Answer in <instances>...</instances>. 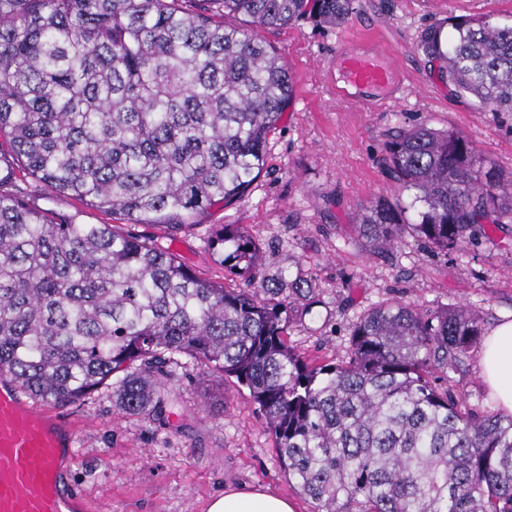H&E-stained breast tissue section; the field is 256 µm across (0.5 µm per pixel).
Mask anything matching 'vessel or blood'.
<instances>
[{"instance_id": "1", "label": "vessel or blood", "mask_w": 512, "mask_h": 512, "mask_svg": "<svg viewBox=\"0 0 512 512\" xmlns=\"http://www.w3.org/2000/svg\"><path fill=\"white\" fill-rule=\"evenodd\" d=\"M344 80L339 97L363 87L383 89L397 99L406 89L394 57L378 42L345 43L336 53ZM74 435L51 412L24 398L9 379H0V512H70L72 493L61 473L62 460L74 452Z\"/></svg>"}]
</instances>
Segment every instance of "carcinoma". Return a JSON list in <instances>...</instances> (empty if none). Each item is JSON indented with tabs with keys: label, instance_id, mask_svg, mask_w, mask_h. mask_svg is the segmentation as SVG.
Instances as JSON below:
<instances>
[{
	"label": "carcinoma",
	"instance_id": "obj_1",
	"mask_svg": "<svg viewBox=\"0 0 512 512\" xmlns=\"http://www.w3.org/2000/svg\"><path fill=\"white\" fill-rule=\"evenodd\" d=\"M187 2L0 0V376L55 406L110 386L142 414L190 360L248 390L314 512H512V416L431 380L479 344L470 307L383 302L352 324L346 358L308 359L289 336L315 289L268 274L248 225L212 230L211 254L239 279L217 284L150 236L49 218L5 190L31 179L170 238L246 192L293 96L254 30L338 25L356 0ZM417 48L453 93L512 112V24L451 17ZM382 166L413 198L357 215L374 252L407 234L463 251L512 224V173L483 170L460 131L405 128Z\"/></svg>",
	"mask_w": 512,
	"mask_h": 512
}]
</instances>
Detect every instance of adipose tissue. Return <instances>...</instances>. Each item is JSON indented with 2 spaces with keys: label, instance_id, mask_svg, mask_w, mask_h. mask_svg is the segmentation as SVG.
I'll return each instance as SVG.
<instances>
[{
  "label": "adipose tissue",
  "instance_id": "ef3b65f1",
  "mask_svg": "<svg viewBox=\"0 0 512 512\" xmlns=\"http://www.w3.org/2000/svg\"><path fill=\"white\" fill-rule=\"evenodd\" d=\"M481 377L496 404L512 413V320L494 326L485 336L479 357ZM207 512H297L287 497L263 490L228 489L213 498Z\"/></svg>",
  "mask_w": 512,
  "mask_h": 512
}]
</instances>
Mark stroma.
<instances>
[{
	"instance_id": "35a3bbf8",
	"label": "stroma",
	"mask_w": 512,
	"mask_h": 512,
	"mask_svg": "<svg viewBox=\"0 0 512 512\" xmlns=\"http://www.w3.org/2000/svg\"><path fill=\"white\" fill-rule=\"evenodd\" d=\"M451 16H488L512 23V0H358L336 27L311 21L258 29L257 35L287 65L293 97L267 143L266 166L240 199L214 207L171 245L174 253L209 281L224 278L203 242L210 224H245L259 242L271 272L311 281L321 302L293 327L290 340L310 357L342 358L350 327L369 308L399 300L432 310L464 304L484 329L512 320V224L489 228L477 248L441 254L405 237L393 253L369 250L355 218L377 198L409 201L379 164L391 137L425 124L469 136L486 167L512 171V114H493L473 99L454 95L431 73L416 43L422 29ZM381 35L399 68L410 76L394 102L366 111L337 99L333 65L346 40ZM28 201L53 216L78 214L86 224L111 216L80 201L25 186ZM453 388L470 406L494 409L480 375L479 354L459 364ZM176 394L173 416L130 415L109 391L60 409L75 431V456L67 468L74 493L90 512H205L225 488H257L292 499L298 512L310 500L291 488L265 423L248 391L202 375L195 366L167 381Z\"/></svg>"
}]
</instances>
